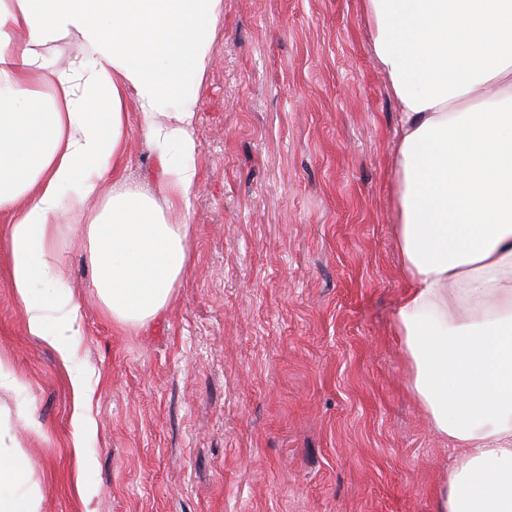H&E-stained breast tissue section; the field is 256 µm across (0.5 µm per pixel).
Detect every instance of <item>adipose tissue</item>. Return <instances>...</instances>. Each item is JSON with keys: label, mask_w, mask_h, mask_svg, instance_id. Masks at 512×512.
Returning a JSON list of instances; mask_svg holds the SVG:
<instances>
[{"label": "adipose tissue", "mask_w": 512, "mask_h": 512, "mask_svg": "<svg viewBox=\"0 0 512 512\" xmlns=\"http://www.w3.org/2000/svg\"><path fill=\"white\" fill-rule=\"evenodd\" d=\"M223 0H0V230L27 331L70 360L82 314L57 227L85 238L115 326L145 327L187 266L201 89ZM400 112L395 225L406 289L395 334L409 387L456 455L436 512H512V0H363ZM75 35L66 65L49 43ZM135 98L128 114L127 98ZM139 129L158 192L124 165ZM78 486L95 424L70 374ZM35 465L0 431V512H42Z\"/></svg>", "instance_id": "1"}]
</instances>
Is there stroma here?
<instances>
[{"mask_svg":"<svg viewBox=\"0 0 512 512\" xmlns=\"http://www.w3.org/2000/svg\"><path fill=\"white\" fill-rule=\"evenodd\" d=\"M201 92L190 259L168 308L113 325L67 213L91 378L84 504L74 397L26 330L0 247V422L36 459L44 512H435L454 455L407 390L393 158L398 103L362 0H224ZM128 175L156 186L139 132ZM31 406L43 436L24 429Z\"/></svg>","mask_w":512,"mask_h":512,"instance_id":"35a3bbf8","label":"stroma"}]
</instances>
